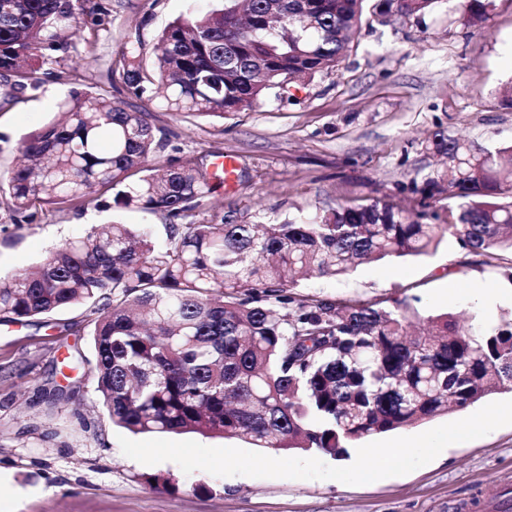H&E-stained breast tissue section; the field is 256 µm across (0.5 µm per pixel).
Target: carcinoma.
I'll use <instances>...</instances> for the list:
<instances>
[{"mask_svg": "<svg viewBox=\"0 0 512 512\" xmlns=\"http://www.w3.org/2000/svg\"><path fill=\"white\" fill-rule=\"evenodd\" d=\"M438 0H218L170 22L147 60L140 29L125 36L114 91L72 89L65 120L25 139L24 164L0 177L16 210L52 201L163 211L156 245L145 227L93 225L30 271L0 277V322L73 307L92 325L93 368L112 424L134 433L243 438L257 448L300 449L342 460L369 436L414 426L512 392V319L463 329L430 317L412 335L410 304L336 302L299 291L359 265L428 255L449 236L490 265L512 254V145L490 148L437 129L427 150L444 159L419 206L448 199V223L393 203L258 224L192 220L221 184L196 163L149 165L151 107L197 117L246 112L291 84L338 66L365 15L421 18ZM496 0H458L460 21L482 29ZM80 31L77 0H0V78L36 91L62 73L50 64L62 34Z\"/></svg>", "mask_w": 512, "mask_h": 512, "instance_id": "carcinoma-1", "label": "carcinoma"}]
</instances>
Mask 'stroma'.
Instances as JSON below:
<instances>
[{"label":"stroma","mask_w":512,"mask_h":512,"mask_svg":"<svg viewBox=\"0 0 512 512\" xmlns=\"http://www.w3.org/2000/svg\"><path fill=\"white\" fill-rule=\"evenodd\" d=\"M81 0L80 36L58 52L63 80L22 94L0 84V175L20 161L18 141L58 120L71 89L104 87L125 34L147 45L189 5L215 0H112L98 17ZM454 0L424 18L364 20L338 69L267 101L208 119L153 110V164L237 163L233 186L197 209L202 222L246 224L296 211L377 200L415 201L409 187L440 166L426 148L436 129L482 145L512 143V0H496L484 30L449 23ZM148 224L165 238L167 213L79 208L65 202L15 211L0 204V274L24 272L48 249L111 219ZM512 277L443 239L429 255L371 262L343 279L311 278L307 292L361 303L410 300L418 318L448 313L463 328L512 317ZM91 327L82 309L0 323V512H478L512 493V426L445 448L415 471L365 485L330 479L218 477L171 461L126 457L95 390ZM62 396H53V389ZM170 485L152 483L155 475Z\"/></svg>","instance_id":"stroma-1"}]
</instances>
